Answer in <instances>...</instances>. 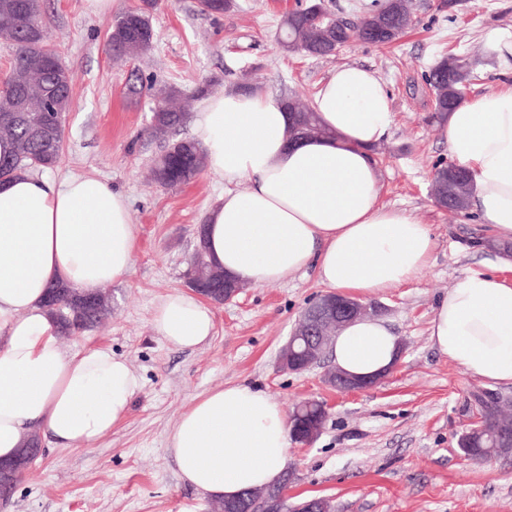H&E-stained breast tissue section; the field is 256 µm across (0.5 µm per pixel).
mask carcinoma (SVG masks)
<instances>
[{"mask_svg":"<svg viewBox=\"0 0 512 512\" xmlns=\"http://www.w3.org/2000/svg\"><path fill=\"white\" fill-rule=\"evenodd\" d=\"M201 10L209 15H222L234 7V0H199ZM158 0H139L134 7L116 19L108 35L112 52L119 56L136 57L152 46L153 28L151 18L157 9ZM383 24V33L374 38L367 28L374 19ZM416 17L407 0H381L375 9L365 12L353 21L340 18L331 27L324 23L315 24L300 10L286 14L280 24L283 32L291 34L284 39L282 48L287 52H300L307 56H327L334 46L350 41L371 44H390L398 40L407 30L415 26ZM12 28V17L0 11V39L10 41L8 50L13 62L7 78L0 86V107L12 104L13 100L28 99L30 111L20 113V119L11 126L0 128V139H7L13 145L12 158L0 161V180L25 173L33 168L55 167L62 156L63 125L53 128L47 136L34 134V120L43 110L44 87L54 81L63 86L56 107L57 111L47 114L51 122L64 119L72 100L71 76L65 71L30 72L28 58L38 46L24 35L8 37ZM42 48L51 54L48 45ZM470 80V64L456 56H446L437 61L425 74L424 82L434 97L433 112L442 120L465 99V89ZM157 100L161 107L154 110L148 134L167 141L163 152L158 155L152 169L155 181L163 187L174 188L191 181L205 167L206 157L202 148L192 140H175L172 134L182 125L192 105L193 98L180 88L170 85L158 89ZM288 108L298 112L296 125L292 127L297 139L321 137L326 130L320 125L314 110L300 103L292 96L286 97ZM440 177L437 180L434 199L436 204L453 213H465L470 209L471 188L464 169L450 164L437 165ZM197 267L193 270L196 281L209 289L207 296L219 300L224 290V270L207 260L205 227L197 229ZM46 307L56 323L59 335L72 336L89 331L110 314L109 296L99 289L82 291L58 282L50 290ZM511 403L482 412V420L466 429L459 437L458 445L470 461L480 463L493 457L512 456V447L503 448L494 440L495 432L503 424H512Z\"/></svg>","mask_w":512,"mask_h":512,"instance_id":"cac0c4a2","label":"carcinoma"}]
</instances>
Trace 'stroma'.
<instances>
[{
    "label": "stroma",
    "instance_id": "35a3bbf8",
    "mask_svg": "<svg viewBox=\"0 0 512 512\" xmlns=\"http://www.w3.org/2000/svg\"><path fill=\"white\" fill-rule=\"evenodd\" d=\"M135 2L112 0L105 17L88 13L84 0H42L41 10L50 44L73 76L62 159L46 175L59 182L88 174L110 183L128 201L135 235L131 276L108 286L111 317L61 344L69 354L112 350L140 387L127 415L95 446L43 441L6 512H211L212 498L181 480L167 441L196 397L237 384L262 388L286 410L305 398L329 404L318 439L288 449L297 497L330 498L335 512H512V457L474 463L458 446L473 415L471 395L484 383L429 341L436 301L460 278L491 272L512 285V269L501 265V251L481 249L490 225L471 212L450 215L430 195L432 170L449 155L423 81L441 56L469 55L477 62L468 96L503 87L504 68L488 54L486 38L512 33V0H456L450 8L413 0L417 23L396 42H355L327 57L286 53L277 44L294 0H235L221 16L200 12L197 0H162L151 19L150 50L118 59L108 50V27ZM347 63L372 70L391 96L393 123L374 150L380 203L412 213L435 238L427 268L374 296L404 345L401 358L380 384L356 395L324 384L328 356L299 374L280 371L281 347L324 289L312 268L212 305L213 333L202 345H169L152 327L154 308L167 294L188 291L195 230L224 181L207 170L175 189L152 181L162 149L147 132L155 88L191 93L206 83L220 96L248 81L273 97L308 102ZM133 82L145 85L134 98L126 94Z\"/></svg>",
    "mask_w": 512,
    "mask_h": 512
}]
</instances>
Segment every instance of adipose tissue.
<instances>
[{"instance_id": "adipose-tissue-1", "label": "adipose tissue", "mask_w": 512, "mask_h": 512, "mask_svg": "<svg viewBox=\"0 0 512 512\" xmlns=\"http://www.w3.org/2000/svg\"><path fill=\"white\" fill-rule=\"evenodd\" d=\"M312 106L331 137L292 140L291 114L259 91L205 101L193 137L226 185L206 215L210 262L254 285L309 267L351 295L406 283L427 267L435 242L429 225L379 203L371 150L393 121L385 84L345 64ZM441 134L469 173L473 212L494 242L512 241V91L465 101ZM243 180L248 189L237 190ZM134 246L125 196L99 178L57 183L25 173L0 182V461L33 433L62 447L94 446L127 414L139 387L128 362L101 348L66 354L45 299L57 282L87 291L124 281ZM152 325L172 346L192 349L211 336L213 316L196 294L175 292ZM429 338L465 374L512 384V286L487 273L460 279L438 299ZM331 356L342 371L371 378L396 364L399 340L381 319L357 320L340 329ZM289 441L278 402L231 385L193 400L167 449L185 484L222 500L276 483Z\"/></svg>"}]
</instances>
